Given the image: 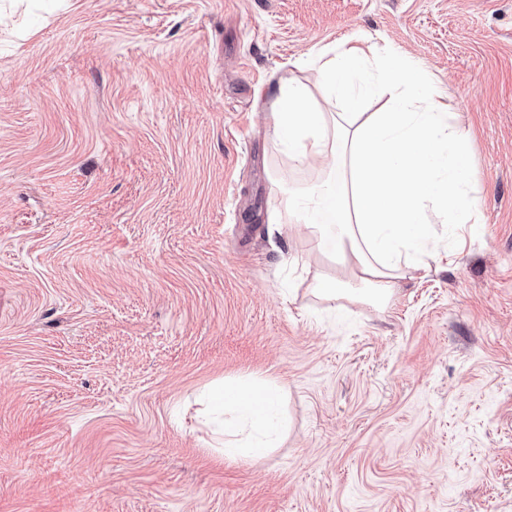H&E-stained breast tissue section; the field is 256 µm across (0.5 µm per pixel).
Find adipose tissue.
<instances>
[{
  "label": "adipose tissue",
  "instance_id": "ef3b65f1",
  "mask_svg": "<svg viewBox=\"0 0 512 512\" xmlns=\"http://www.w3.org/2000/svg\"><path fill=\"white\" fill-rule=\"evenodd\" d=\"M314 63L346 109L320 111L305 84L279 83L270 100L273 138L293 166L328 157L333 163L323 179L282 193L278 222L299 225L340 265V274L318 281L319 296L381 310L407 269L432 254L430 211L453 224L476 221L477 201L466 190L470 131L453 121L422 69L396 52L371 64L359 38ZM368 96L383 99L382 111L360 113ZM277 400L255 379L210 395L214 407L238 416L224 429L225 454L255 458L271 447L282 428Z\"/></svg>",
  "mask_w": 512,
  "mask_h": 512
}]
</instances>
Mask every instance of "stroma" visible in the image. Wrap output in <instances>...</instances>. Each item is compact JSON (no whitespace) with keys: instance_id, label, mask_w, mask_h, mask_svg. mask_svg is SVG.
<instances>
[{"instance_id":"1","label":"stroma","mask_w":512,"mask_h":512,"mask_svg":"<svg viewBox=\"0 0 512 512\" xmlns=\"http://www.w3.org/2000/svg\"><path fill=\"white\" fill-rule=\"evenodd\" d=\"M368 37L470 129L478 223L384 310L272 218L265 103ZM280 388L224 458L208 388ZM0 512H512V0H0Z\"/></svg>"}]
</instances>
